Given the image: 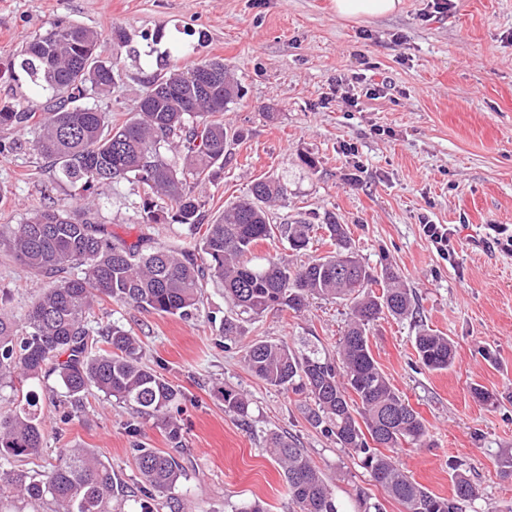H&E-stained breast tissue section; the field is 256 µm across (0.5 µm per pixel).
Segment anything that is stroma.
Wrapping results in <instances>:
<instances>
[{
  "instance_id": "1",
  "label": "stroma",
  "mask_w": 512,
  "mask_h": 512,
  "mask_svg": "<svg viewBox=\"0 0 512 512\" xmlns=\"http://www.w3.org/2000/svg\"><path fill=\"white\" fill-rule=\"evenodd\" d=\"M333 0H0V104L42 106L45 96L7 69L14 53L56 19L96 29L103 57L117 58L122 75L100 107L125 118L183 45L181 68L223 59L243 96L223 119L242 136L228 142L223 164L194 184L210 224L248 190L269 177L288 188L272 207L277 224L348 225L371 267L400 275L419 308L405 319L371 328L380 368L423 418L422 448H396L401 468L428 491L451 497L457 474L480 496L468 512H512V478L497 464L512 448V251L498 241L512 235V0H458L431 16L432 0H403L402 11L350 22L337 18ZM130 37L112 41L113 27ZM350 81L347 92L337 78ZM386 82V94L362 95ZM358 95V106L344 99ZM315 158V168L302 156ZM143 189L135 181L90 191L56 182L44 159L25 148L0 155V225L18 224L46 206L79 213L94 198L95 219L127 242L146 237L159 246L184 237V226L164 218L142 223ZM448 225L453 253L440 256L425 239L422 220ZM46 278L0 256V294L24 315ZM223 292L207 287L197 318L184 320L99 300L90 329L116 324L137 336L142 360L181 395L172 414L183 428L185 476L157 497L158 512H231L257 501L266 512H294L284 473L266 446L276 432L295 441L347 505L357 491L382 499L386 512H403L383 490L305 417L306 398L270 388L246 367L244 344L255 339H310L335 353L349 320L336 299H314L301 314L271 311L244 321V338L225 340L211 316L230 314ZM448 336L454 365L431 371L413 347L421 328ZM492 347L494 360L484 356ZM481 385L493 403L473 397ZM230 387L251 401L249 424L225 413L219 395ZM45 426L42 455L14 468L48 474L61 448H89L109 461L124 483L112 512H131L144 484L130 453L133 443L170 451L164 428L125 405L89 395L82 412L61 422L69 405L53 374L36 384Z\"/></svg>"
}]
</instances>
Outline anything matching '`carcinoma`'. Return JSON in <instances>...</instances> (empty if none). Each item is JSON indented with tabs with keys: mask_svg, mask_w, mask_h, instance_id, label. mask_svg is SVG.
<instances>
[{
	"mask_svg": "<svg viewBox=\"0 0 512 512\" xmlns=\"http://www.w3.org/2000/svg\"><path fill=\"white\" fill-rule=\"evenodd\" d=\"M98 41L97 31L63 19L36 34L12 67L48 93L52 105L41 113L1 105L0 128L32 130L31 149L58 181L91 189L135 180L144 193L142 223H156L170 210L172 221L186 226L196 243L128 244L93 221L88 207L82 219L46 207L20 224L1 225L0 253L48 278L49 286L21 319L0 297V383L18 392L40 380L49 365L71 407H81L95 390L156 419L172 447L181 448L182 429L170 414L180 391L141 362L139 342L129 331L114 325L90 336L88 318L97 300L189 319L199 312L210 283L224 290L238 315L250 318L271 310L298 314L311 298L339 299L349 303L351 313L336 358L308 339L297 347L255 340L244 355L248 369L275 390L306 395L308 422L333 437L404 512H467L479 490L465 475H457L452 497H441L414 482L385 453L404 444L420 448L428 435L369 344L375 321L412 312L411 294L400 277L388 269L375 273L353 247L348 225L331 216L321 224L273 223L267 206L285 199L287 187L271 178L256 179L217 222L203 225L204 204L190 181L204 180L224 162L228 140L239 136L224 127L221 116L241 98L240 85L220 60L186 71L174 64L148 83L130 116L117 123L97 107L120 77L117 62L98 55ZM317 232L333 246L322 257L303 264L287 257L268 258L263 265L249 259L254 245L277 236L298 255ZM75 266L81 273L70 272ZM375 285L381 294H375ZM414 349L431 371L454 364V343L431 329L416 334ZM23 398L28 411L0 408V496L10 493L32 503L50 499L57 512H112V500L123 495L122 481L88 448L59 449L58 464L42 478L4 468L12 458L43 451L44 422L33 410L35 395L28 390ZM224 412L246 424L250 403L226 388ZM266 442L299 512H345L303 449L276 433ZM131 453L149 488L138 501L139 512H156L153 493L173 490L184 467L174 455L137 443Z\"/></svg>",
	"mask_w": 512,
	"mask_h": 512,
	"instance_id": "cac0c4a2",
	"label": "carcinoma"
}]
</instances>
